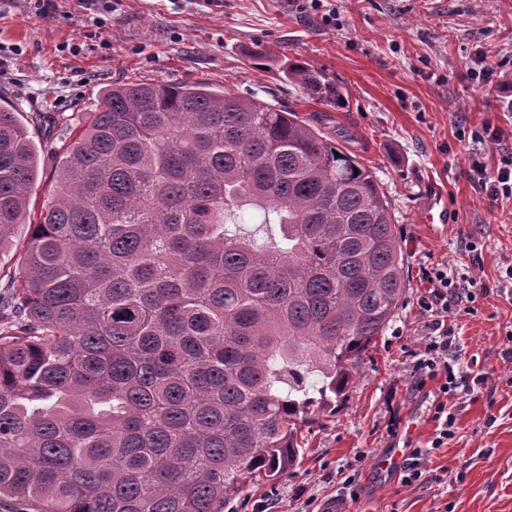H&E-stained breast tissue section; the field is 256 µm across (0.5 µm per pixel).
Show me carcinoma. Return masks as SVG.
<instances>
[{
    "mask_svg": "<svg viewBox=\"0 0 512 512\" xmlns=\"http://www.w3.org/2000/svg\"><path fill=\"white\" fill-rule=\"evenodd\" d=\"M280 72L344 103L303 62ZM18 114L0 105V246L38 173ZM47 118L54 185L0 296V509L224 512L291 473L393 321L391 205L298 111L229 88L114 83Z\"/></svg>",
    "mask_w": 512,
    "mask_h": 512,
    "instance_id": "cac0c4a2",
    "label": "carcinoma"
}]
</instances>
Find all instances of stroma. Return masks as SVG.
<instances>
[{"label": "stroma", "mask_w": 512, "mask_h": 512, "mask_svg": "<svg viewBox=\"0 0 512 512\" xmlns=\"http://www.w3.org/2000/svg\"><path fill=\"white\" fill-rule=\"evenodd\" d=\"M333 21H326V14ZM266 51L264 65L250 54ZM512 72V0H119L94 27L78 0H56L37 18L29 0H0V98L19 112L39 149L41 169L30 211L46 203L60 142L37 127L39 112H90L115 82L230 88L297 110L353 150L374 171L408 252L406 298L371 360L336 413L304 427V456L273 485L247 484L224 512H321L342 499L346 512H512V303L499 297L502 262L512 259V201H488L469 173L470 141L460 130L489 121L512 134V111L487 97L470 73L475 52ZM290 58L336 79L346 105L304 103L281 78ZM455 222L434 233L419 210L434 194ZM481 239L475 255L465 249ZM444 263L476 270L484 286L474 313L453 311L448 325L463 350L461 375H485L468 396L449 397L455 436L431 446L435 380L418 381L413 355L423 343L430 285L424 270ZM428 450L427 474L412 485L402 471L378 470L391 452Z\"/></svg>", "instance_id": "1"}]
</instances>
